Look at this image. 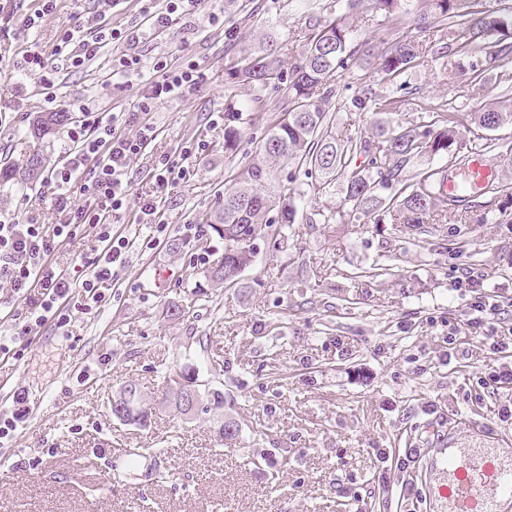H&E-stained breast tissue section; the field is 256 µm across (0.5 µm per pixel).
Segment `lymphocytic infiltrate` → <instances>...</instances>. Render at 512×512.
<instances>
[{
    "instance_id": "f902f5d3",
    "label": "lymphocytic infiltrate",
    "mask_w": 512,
    "mask_h": 512,
    "mask_svg": "<svg viewBox=\"0 0 512 512\" xmlns=\"http://www.w3.org/2000/svg\"><path fill=\"white\" fill-rule=\"evenodd\" d=\"M136 39V33L102 25L92 17L84 27L63 30L54 52L70 67L79 68L106 45ZM203 79L202 70L192 60L159 58L133 110L87 109L81 120L67 126L70 148L48 176L58 222L50 226L16 219L0 223V286L10 288L30 315L20 331L0 333V358H20L17 342L34 327L47 322L59 328L68 325L78 304L89 309L107 305L101 286L113 280L132 246L116 229L127 212H135L138 221L153 225L154 234L145 240V248H154L166 237L168 226L160 217L159 205L186 178V163L203 152V143L187 142L177 154L159 155L154 161L151 194L134 193L128 169L155 138L152 114L157 103ZM87 228L95 230L101 251L82 258L79 275L56 269L52 263L55 252ZM483 285V278L469 273L455 283L456 288L474 296L467 323L478 334L500 309L498 299L480 295Z\"/></svg>"
}]
</instances>
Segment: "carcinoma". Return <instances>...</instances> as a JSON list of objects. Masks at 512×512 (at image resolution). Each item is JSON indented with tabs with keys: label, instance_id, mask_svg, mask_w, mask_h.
I'll list each match as a JSON object with an SVG mask.
<instances>
[{
	"label": "carcinoma",
	"instance_id": "obj_1",
	"mask_svg": "<svg viewBox=\"0 0 512 512\" xmlns=\"http://www.w3.org/2000/svg\"><path fill=\"white\" fill-rule=\"evenodd\" d=\"M342 13L309 29L305 52L289 73L281 70L280 54L287 45L265 48L244 56L226 69L227 79L249 85L257 93L286 86L290 107L268 127L261 153L246 162L236 177L233 190L224 193V205L216 210L210 224L224 240V256L209 271L217 286L247 288L224 281V274L244 271L257 254L256 241L265 229L267 238L288 246L285 228L296 223L297 201L344 179L345 198L351 211L380 222V215L397 210L405 224H440L447 218L441 204L453 205L461 198L441 192L440 172L422 169L415 183H407V169L414 159L425 155L458 158L459 116L444 109L421 130L390 118L396 101L379 104V118L369 131L356 137H342L336 131L327 103L333 85L342 78L354 60H364L380 80L400 81L408 71L425 65L420 50V34L430 28H445L459 52L472 57L482 54L489 60L512 63V6L507 12L488 10L479 0H343ZM369 3L375 16L414 14L416 34L399 37L389 46L372 50L369 43L353 38L350 20L363 18L362 5ZM471 122L484 128H497L512 122V98L504 97L492 106L470 113ZM238 111L224 113V148L232 150L240 140L236 122ZM71 120L68 112H41L33 121L38 136L53 133ZM365 157L367 163L353 160ZM286 166L308 178L296 188L282 186L279 172Z\"/></svg>",
	"mask_w": 512,
	"mask_h": 512
}]
</instances>
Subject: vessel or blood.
Returning a JSON list of instances; mask_svg holds the SVG:
<instances>
[{"label": "vessel or blood", "mask_w": 512, "mask_h": 512, "mask_svg": "<svg viewBox=\"0 0 512 512\" xmlns=\"http://www.w3.org/2000/svg\"><path fill=\"white\" fill-rule=\"evenodd\" d=\"M440 476L428 493L446 512H502L512 502V458L485 448H452L443 453Z\"/></svg>", "instance_id": "b4317fda"}]
</instances>
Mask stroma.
Here are the masks:
<instances>
[{"instance_id": "stroma-1", "label": "stroma", "mask_w": 512, "mask_h": 512, "mask_svg": "<svg viewBox=\"0 0 512 512\" xmlns=\"http://www.w3.org/2000/svg\"><path fill=\"white\" fill-rule=\"evenodd\" d=\"M207 8L223 14L224 29L206 28L197 13L155 33L144 27L138 0L111 10L104 0H62L39 26L0 39V165L17 171L0 183V213L41 224L56 220L53 189L22 171L36 152L53 167L67 142L60 132L39 139L28 130L47 103L24 75L25 54L51 53L62 28L102 12L138 31L143 65L191 58L206 74L199 88L158 104V136L132 166L133 189L145 195L155 157L188 140L205 145L162 204L164 244L143 248L153 227L127 213L122 229L134 244L117 281L102 287L109 304L75 313L63 332L50 323L34 328L21 339L22 359L0 360V416H10L17 390L30 408L0 445V504L10 512H441L427 487L442 448L512 449V424L498 418L512 405V387L480 384L506 357L471 335V296L454 286L465 272L481 274L485 294L505 303L497 332L512 329V153H486L498 192L468 198L441 224L352 217L334 184L306 199L287 254L260 251L244 273L249 289L215 286L206 271L224 242L210 217L241 161L258 154L266 125L288 107L285 89H270L253 111L251 89L227 83L226 65L273 39L287 42L281 62L291 70L309 26L339 8L336 0H209ZM228 27L237 40L226 38ZM448 41L438 29L427 32L430 62L409 71L401 90L354 64L329 106L339 134L367 131L386 99L399 101L400 120L418 126L442 105L464 115L512 94V64L474 74L467 58L446 50ZM122 51L109 45L81 69H60L57 110L78 120L84 105L132 108L143 83L113 76ZM363 93L366 106H353ZM230 105L244 119L233 152L213 121ZM329 215L336 223H326ZM189 224L199 225V236L187 234ZM198 254L205 263L195 262ZM170 308L180 316L167 317ZM185 366L223 392V409L189 416L161 403L166 371ZM130 383L158 400L148 425L112 414L113 398ZM225 421L239 426L226 443L218 434ZM131 448L143 451L132 464ZM383 473L388 483H380Z\"/></svg>"}]
</instances>
